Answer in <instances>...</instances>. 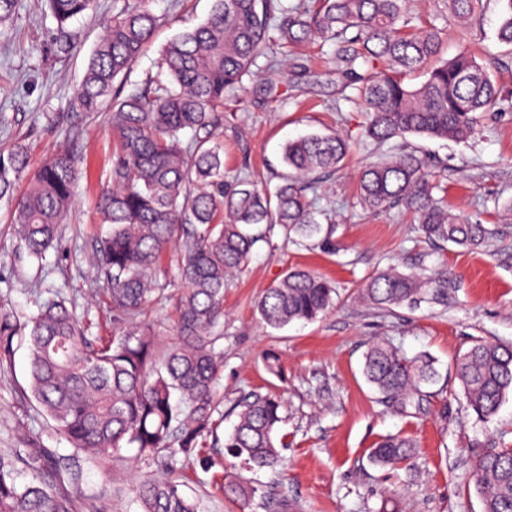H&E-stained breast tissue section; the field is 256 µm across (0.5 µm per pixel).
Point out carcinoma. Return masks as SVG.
Returning a JSON list of instances; mask_svg holds the SVG:
<instances>
[{"mask_svg": "<svg viewBox=\"0 0 512 512\" xmlns=\"http://www.w3.org/2000/svg\"><path fill=\"white\" fill-rule=\"evenodd\" d=\"M63 25L94 10L95 0H45ZM467 27L482 0H446ZM502 16L498 43L512 47V0H497ZM151 0H124L106 21L88 59L74 99L86 112H110L113 146L108 185L98 201L109 232L96 242L93 262L106 285L112 334L101 336L79 322L63 299L22 322L0 309V364L26 341L33 398L73 448L61 456L33 440L0 454V512H76L63 490L78 486L82 463L143 462L160 475L136 479L130 491L139 512H198L177 481L163 476L179 454H201L218 441L221 419L217 381L224 367V286L274 227L302 246L334 248L336 225L307 192L340 168L350 144L342 135L310 134L288 141L285 171L270 191L228 179L224 146L216 130L224 119V95L244 88L271 39L285 47L314 41L335 45L336 69L369 112L363 137L386 143L409 135L466 140L479 112L503 102L490 66L477 61L467 43L442 56L439 29L415 24L406 0H214L207 19L174 35L163 47L156 78L128 91L114 89L151 43L161 19ZM421 71L411 86L407 77ZM195 137L184 142L183 133ZM21 144L0 151V199L13 201L14 231L28 256L41 261L57 240L71 207L77 179L74 153L63 151L28 173ZM27 179L23 194L17 182ZM438 174L414 149H401L367 163L359 172V202L370 211L402 205L432 241L474 248L486 229L448 211ZM179 245L182 292L175 303L174 338L159 344L153 325L141 320L146 306L165 296L159 277L164 257ZM448 279L426 280L396 271L371 277L363 297L378 306H414L426 293L439 301ZM336 288L302 268L288 271L256 303L263 325L280 328L312 322L335 305ZM364 375L385 398L406 407L437 381L433 362L397 348L372 344ZM455 376L467 410L480 420L494 417L512 393V346L475 341L455 361ZM280 398L251 393L234 406L237 423L224 437L226 455L251 473L282 463ZM415 442L391 435L370 450L377 466L414 459ZM29 479L18 482L19 468ZM472 479L483 512H512V448H492L476 461ZM262 485L238 477L225 482L224 496L249 503Z\"/></svg>", "mask_w": 512, "mask_h": 512, "instance_id": "1", "label": "carcinoma"}]
</instances>
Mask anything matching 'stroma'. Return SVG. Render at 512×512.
Returning a JSON list of instances; mask_svg holds the SVG:
<instances>
[{
    "label": "stroma",
    "mask_w": 512,
    "mask_h": 512,
    "mask_svg": "<svg viewBox=\"0 0 512 512\" xmlns=\"http://www.w3.org/2000/svg\"><path fill=\"white\" fill-rule=\"evenodd\" d=\"M121 5L122 0H97L94 14L61 26L41 0H17L12 17L0 25V150L25 145L34 168L66 148L84 158L67 221L43 261L27 257L11 224L12 206L0 200V305L22 320L62 295L94 331L112 329V314L88 262L102 229L96 200L106 182L112 134L107 113L82 111L73 89L104 20ZM212 6L213 0L182 5L153 0L152 9L165 21L129 82L156 76L166 41L203 22ZM499 10L497 0H485L468 39L482 57L496 58L491 74L508 108L479 113L473 134L460 143L405 140L445 168L449 208L486 226L484 242L474 249L424 239L403 208L369 212L358 205L356 171L392 153L395 145L362 139L367 114L345 100L332 45H271L270 54L287 60V67L271 72L258 65L244 91L228 96L217 133L226 170L240 178L276 185L284 170L283 145L309 133L347 135L350 153L316 199L336 221L335 252L296 245L276 229L224 288V368L217 397L229 406L248 393L280 395L285 404L280 433L287 446L278 472L259 475L264 496L247 505L224 496V483L237 470L223 445L178 460L173 476L199 512H278L282 504L288 512H482L472 471L484 452L512 448V395L497 416L479 421L453 398L460 390L454 362L476 340L512 345V49L496 40ZM410 13L441 28L446 53L454 55L458 22L445 0H410ZM293 267L334 282L335 307L313 322L265 327L255 303ZM389 268L446 272L447 302L427 299L414 307L364 302L363 285ZM377 340L433 359L439 378L420 412L400 413L367 383L364 354ZM270 353L279 359V374L266 368ZM27 366L23 347L11 364L0 366V453L35 437L41 446L70 454L68 442L37 408ZM397 432L416 441L415 466L393 471L373 465L371 448ZM129 484L127 468H113L107 476L87 464L77 495L96 498L100 512H137ZM115 487L123 488L122 497H111Z\"/></svg>",
    "instance_id": "obj_1"
}]
</instances>
